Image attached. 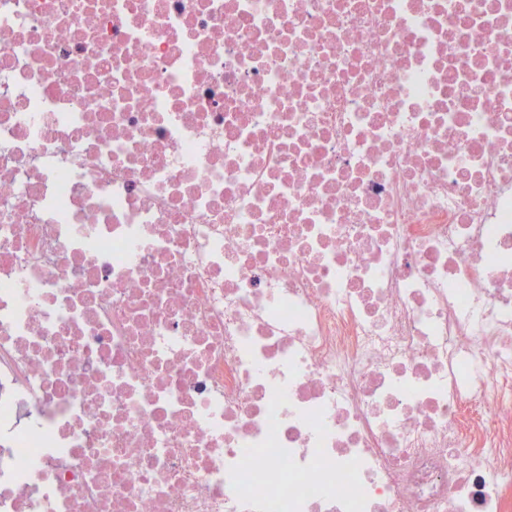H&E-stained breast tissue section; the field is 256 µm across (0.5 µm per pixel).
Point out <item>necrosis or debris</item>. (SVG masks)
Here are the masks:
<instances>
[{"label":"necrosis or debris","instance_id":"1","mask_svg":"<svg viewBox=\"0 0 512 512\" xmlns=\"http://www.w3.org/2000/svg\"><path fill=\"white\" fill-rule=\"evenodd\" d=\"M0 512H512V0H0Z\"/></svg>","mask_w":512,"mask_h":512}]
</instances>
